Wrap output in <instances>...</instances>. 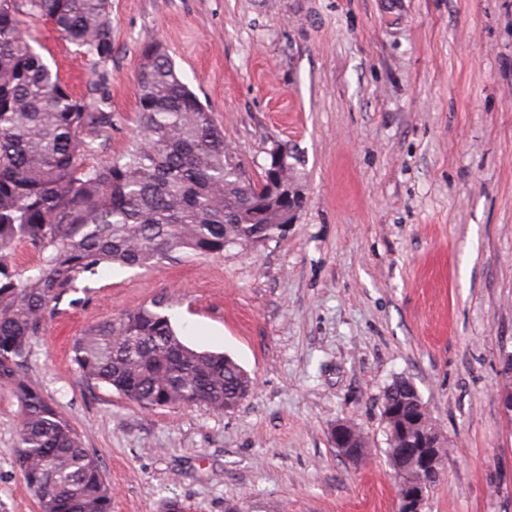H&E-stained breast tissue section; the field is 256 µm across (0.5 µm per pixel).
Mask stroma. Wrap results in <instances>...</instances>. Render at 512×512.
I'll list each match as a JSON object with an SVG mask.
<instances>
[{
  "instance_id": "obj_1",
  "label": "stroma",
  "mask_w": 512,
  "mask_h": 512,
  "mask_svg": "<svg viewBox=\"0 0 512 512\" xmlns=\"http://www.w3.org/2000/svg\"><path fill=\"white\" fill-rule=\"evenodd\" d=\"M23 29L112 115L83 161L128 148L157 41L250 174L297 156L284 236L100 269L33 339L26 373L99 456L112 512H398L383 394L410 382L447 454L424 512H512V0H111L113 53ZM190 346L253 378L235 409L149 410L86 383L72 344L158 298ZM351 420L370 456L332 440ZM21 410L0 386V512H38ZM357 430L351 426V422L342 421L336 425L333 430V442L337 448L339 455L346 461L352 463L360 462L366 455V452L359 448H348L346 444H337L336 441L343 440L350 434H354Z\"/></svg>"
}]
</instances>
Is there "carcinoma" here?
I'll return each instance as SVG.
<instances>
[{
	"mask_svg": "<svg viewBox=\"0 0 512 512\" xmlns=\"http://www.w3.org/2000/svg\"><path fill=\"white\" fill-rule=\"evenodd\" d=\"M110 0H0V385L21 408L16 461L39 512H112V487L69 417L26 375L31 341L63 299L106 265L146 267L176 256L224 253L277 236L264 190L267 171L248 174L213 113L179 77L158 42L142 49L137 74L139 133L99 165L81 156L92 125L112 113L75 97L20 26L45 19L77 51L112 59ZM30 250L35 264L12 260ZM160 303L94 324L77 337L73 361L88 384L115 389L145 409L204 404L226 411L244 400L251 376L233 359L199 351L175 333ZM383 401L401 407L389 428L398 448L435 432L419 424L422 400L396 381ZM405 480L428 490L418 468Z\"/></svg>",
	"mask_w": 512,
	"mask_h": 512,
	"instance_id": "obj_1",
	"label": "carcinoma"
}]
</instances>
